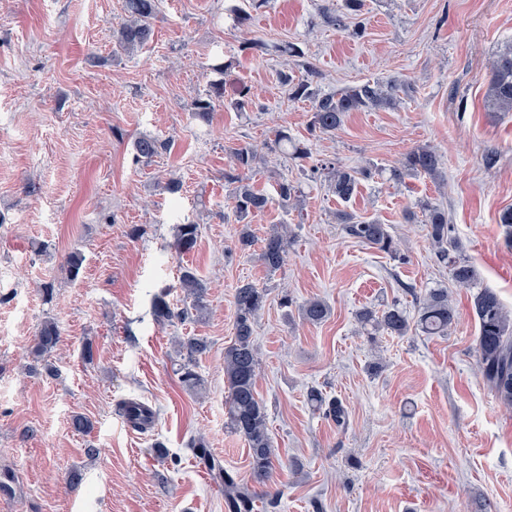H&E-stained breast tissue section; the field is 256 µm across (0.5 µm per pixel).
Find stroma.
<instances>
[{
	"mask_svg": "<svg viewBox=\"0 0 512 512\" xmlns=\"http://www.w3.org/2000/svg\"><path fill=\"white\" fill-rule=\"evenodd\" d=\"M246 0H160L150 42L122 51L114 30L124 0H0V469L11 490L0 512H228L224 491L191 443L254 486L244 439L228 424L224 350L234 340L240 282L265 289L254 325L262 368L257 392L277 454L265 512H512V410L477 370L475 288L512 310V243L499 222L512 207V112L486 103L490 65L512 44V0H364V35L326 23L343 0H268L250 24ZM304 49L313 84L332 93L367 81H402L393 108L347 113L332 134L308 133L310 104L288 97L282 71L302 75L286 48ZM230 62L228 87L250 88L255 105L220 104L194 116L211 65ZM311 151V164L378 167L349 202L324 174L268 151L278 129ZM169 147L138 161L135 140ZM263 163L248 174L271 196L239 219L224 170L241 144ZM430 146L442 176L392 180L404 156ZM499 161L486 167L484 155ZM181 184L170 194L168 180ZM299 200L277 199L276 184ZM428 200L448 211L460 258L477 270L461 288L438 261L427 225L406 209ZM385 224L397 255L348 237L338 211ZM199 225L194 251L178 255L176 227ZM288 228L284 265L268 271L238 234ZM142 233L133 238L132 226ZM83 258L78 277L65 261ZM193 267L209 285L208 311L157 323L155 294L183 308L175 283ZM444 288L456 310L447 335L369 333L359 313L391 305L418 316V298ZM312 298L331 315H301ZM54 320V374L28 372L34 336ZM205 338L201 390L176 372L175 341ZM93 343L84 360L85 341ZM318 391L348 413L338 426L308 396ZM130 399L150 406L152 429L120 416ZM90 418L75 433L72 415Z\"/></svg>",
	"mask_w": 512,
	"mask_h": 512,
	"instance_id": "obj_1",
	"label": "stroma"
}]
</instances>
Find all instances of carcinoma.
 <instances>
[{
  "label": "carcinoma",
  "instance_id": "1",
  "mask_svg": "<svg viewBox=\"0 0 512 512\" xmlns=\"http://www.w3.org/2000/svg\"><path fill=\"white\" fill-rule=\"evenodd\" d=\"M126 19L117 31L119 47L132 53L145 46L153 32L156 17V0H125ZM306 75L294 77L281 74L283 83L288 85L293 100L311 103L309 133L327 134L336 131L346 114L365 109L391 108L399 101V92L404 83L397 79L383 82H366L333 93L320 94L312 89L315 70L311 63L303 62ZM228 64L219 63L211 70L220 78L211 82V93L195 99L191 109L197 117L207 118L215 100L224 97V78ZM488 107L494 112H512V46L502 49L490 68L487 91ZM166 144L151 135L139 137L135 142L136 156L149 160L164 150ZM272 147L284 152L291 151L292 158L300 162L309 158L305 145L296 142L286 129L274 134ZM259 156L249 144H241L232 151L231 164L224 169V181L234 186L236 212L246 217L264 212L270 198L255 190L245 173L256 167ZM331 192L343 202L349 201L357 192L359 180L373 174V168L346 169L329 164L324 167ZM424 174L437 177L441 174L440 156L429 147H418L405 155L399 167L393 169L392 179L400 182L407 176ZM421 223L428 225L429 237L436 247L437 259L448 264L452 280L462 286L473 284L477 279L474 266L448 254V211L429 201L420 203ZM336 220L344 225L345 233L363 243L372 245L387 253L397 252L386 225L375 220H359L346 211L336 213ZM199 225H177L174 248L181 255L189 254L197 246ZM288 254V235L278 228L268 232L261 240L259 256L265 267L275 272L284 264ZM184 298L189 300V309L198 313L207 310L208 286L196 270L183 266L177 281ZM234 341L224 350V375L228 383V415L231 429L247 443L251 472L254 482L267 483L276 468V453L267 425L266 408L257 393V379L260 371L258 350L253 343V323L266 302V291L252 283H243L235 289ZM472 311L478 322L476 338L478 370L484 384L500 402L512 408V313L509 312L498 294L490 288H482L472 297ZM152 313L156 322L165 324L188 316V309L177 311L167 300V293L155 295ZM303 319L320 324L330 315L329 306L320 299H310L301 307ZM361 322L375 330H383L397 336L408 333L410 323L403 309L393 305L382 313L364 311ZM455 321V309L448 300V292L433 291L426 295L419 309L417 326L426 335H443ZM60 339L58 327L52 320L44 321L35 338L33 357L44 362L48 371L53 365L48 357ZM208 349L206 340L187 336L178 340L179 355L184 357L180 364L182 382L191 390L201 387L196 368V357ZM199 459L214 474L224 481L225 504L228 512H255L253 493L248 487L224 471L219 463L207 453L204 437L194 440Z\"/></svg>",
  "mask_w": 512,
  "mask_h": 512
}]
</instances>
